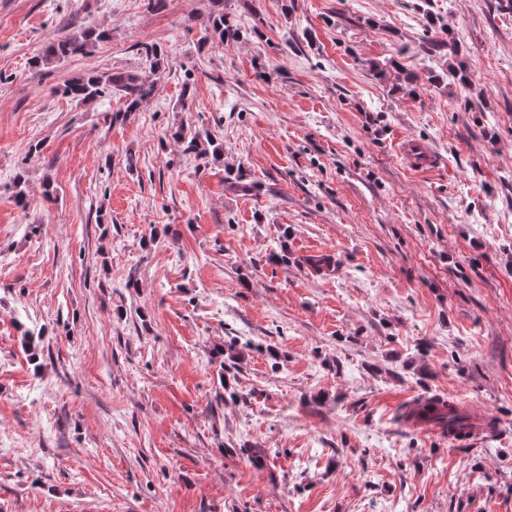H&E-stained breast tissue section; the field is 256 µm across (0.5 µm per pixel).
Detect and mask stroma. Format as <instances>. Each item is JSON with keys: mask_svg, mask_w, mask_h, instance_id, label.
<instances>
[{"mask_svg": "<svg viewBox=\"0 0 512 512\" xmlns=\"http://www.w3.org/2000/svg\"><path fill=\"white\" fill-rule=\"evenodd\" d=\"M142 43L167 63L137 111L56 93L147 71ZM432 395L497 432L404 425ZM1 429L0 512H512V9L0 0ZM104 34V32L96 33L92 29H85L78 34H65L49 43L43 54L32 60V64L45 66L53 61H61L70 56L87 53L97 41L103 38ZM395 147L398 155L414 171H429L439 164L434 149L423 141L399 139L395 142Z\"/></svg>", "mask_w": 512, "mask_h": 512, "instance_id": "35a3bbf8", "label": "stroma"}]
</instances>
